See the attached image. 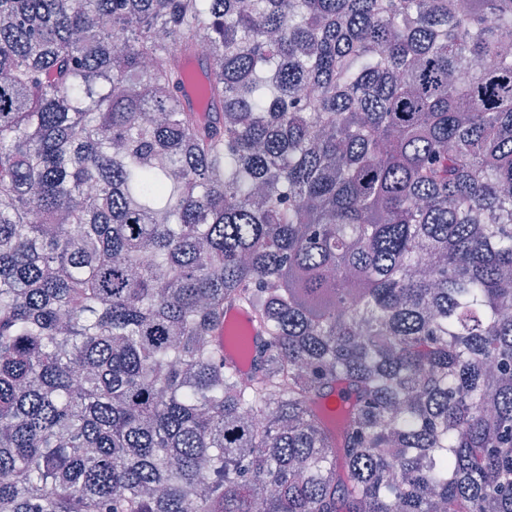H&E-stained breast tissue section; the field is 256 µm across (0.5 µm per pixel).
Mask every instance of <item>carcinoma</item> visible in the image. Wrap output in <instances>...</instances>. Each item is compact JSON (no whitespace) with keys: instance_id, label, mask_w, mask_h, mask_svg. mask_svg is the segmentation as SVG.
I'll list each match as a JSON object with an SVG mask.
<instances>
[{"instance_id":"1","label":"carcinoma","mask_w":512,"mask_h":512,"mask_svg":"<svg viewBox=\"0 0 512 512\" xmlns=\"http://www.w3.org/2000/svg\"><path fill=\"white\" fill-rule=\"evenodd\" d=\"M508 43L512 0H0V512H512Z\"/></svg>"}]
</instances>
